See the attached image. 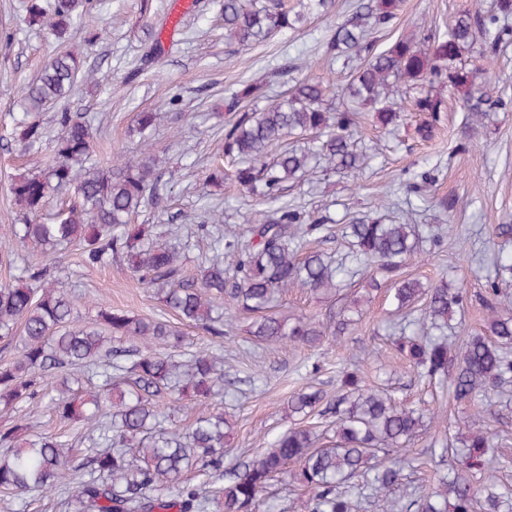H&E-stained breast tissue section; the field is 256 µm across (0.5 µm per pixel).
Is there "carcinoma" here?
I'll return each instance as SVG.
<instances>
[{"mask_svg": "<svg viewBox=\"0 0 512 512\" xmlns=\"http://www.w3.org/2000/svg\"><path fill=\"white\" fill-rule=\"evenodd\" d=\"M401 0H358L355 12L336 23L323 47L332 63L356 58L360 65L345 89L334 91L320 81L302 79L279 102L248 111L244 102L264 96V84L252 82L225 99V110L240 113L224 133L223 156L232 168L217 166L211 179H231L246 189L261 183L260 195L276 207L239 230L224 228L210 214L200 230L212 238L213 257L200 270L199 285L182 283L175 251L158 239L172 228L140 224L129 232L132 216L159 198L152 179L150 143L140 145V160L114 171L92 159L91 125L82 115L64 108L55 112L59 129L53 152L39 173L12 181L10 191L22 209L23 223L12 236L50 255L62 243L83 248V264L99 267L124 257L143 287H158L165 306L180 322L224 336L220 304L258 313L251 333L273 345L315 346L325 338L346 335L351 320L325 324L313 316L293 320L270 313L288 288H307L331 295L342 288L345 265L321 251L303 252L307 240L332 233L329 217L310 214L280 202L290 183L305 181L320 164L356 177L363 154L351 141L349 129L356 112L370 107L377 122L395 125L410 102L414 112L430 121L417 128L424 138L445 111L443 91L459 95L464 111L478 121L489 118L481 98L472 95L476 69L461 59L464 47L483 35L480 58L495 57L512 31L494 17L479 12L459 15L446 31L423 28L422 39L400 38L378 51L368 28L386 26L396 17ZM334 0H304L291 11L282 0H224L225 35L242 47L265 41L276 31L296 30L313 13H325ZM93 0H53L49 8L34 2L29 22L48 21L64 38L75 27L96 22ZM82 77L81 61L71 50L56 53L22 96L32 109L53 106L68 96ZM308 132L319 134L314 145L284 147L270 156L273 145ZM44 137L41 124L22 120L14 140L23 148ZM74 188L75 200L53 223L35 221L48 194ZM350 258L377 286L373 271L392 280L390 302L395 310L418 312L422 335L395 340L421 377L431 383L450 382L465 420L450 418L397 402L384 390L363 384L357 374L343 373V394L324 402L319 390H303L288 400V414L306 419L314 414L333 419L335 434L320 441L312 428L299 422L279 434L268 448H258L231 471L224 469V437L230 423L224 413L200 415L186 429H167L157 402L172 397L201 406L219 394L218 357L207 348L178 361L156 353L150 345L172 339L177 326L162 319H143L101 307L94 323L80 320L81 299L66 289L61 271L50 266L21 269L16 283L0 286V338L19 339L18 358L0 367V411L13 412L39 397L37 374L79 367L90 388L73 390L61 381L51 403L62 419L88 425L84 438L89 470L72 465L71 449L63 441L32 430L25 419L0 432V488L20 497L31 491H73V512H257L268 487L286 466L299 469L308 490L307 512H355L350 490L360 477L385 512H394L390 495L399 490L409 443L428 429L425 421L451 433L448 457L439 465L447 472L419 493L406 494L404 512H512V489L501 485L493 452L495 433L485 426L482 397L512 383V317L497 314L496 284L480 295L490 313L485 332L456 343L447 334L448 317L468 301L465 289L444 279L428 287L397 272L417 254L422 233L412 224H385L382 218L356 217L343 226ZM421 308H415L417 302ZM20 336H15V328ZM200 467L210 477L205 484L184 480Z\"/></svg>", "mask_w": 512, "mask_h": 512, "instance_id": "carcinoma-1", "label": "carcinoma"}]
</instances>
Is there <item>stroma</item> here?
<instances>
[{
    "label": "stroma",
    "mask_w": 512,
    "mask_h": 512,
    "mask_svg": "<svg viewBox=\"0 0 512 512\" xmlns=\"http://www.w3.org/2000/svg\"><path fill=\"white\" fill-rule=\"evenodd\" d=\"M173 2L97 0L99 24L60 41L49 27L29 23L31 0H0V241L9 239L19 221V208L9 191L11 181L40 171L56 145L53 110L37 113L47 135L31 150H22L14 141L13 129L25 110L22 87L60 47L77 51L83 71L91 75L77 83L65 104L90 120L93 156L103 165L119 168L136 162L137 116L157 113L150 153L162 196L132 221L178 226V234L164 236L162 242L181 251L182 275L190 281L201 262L213 255L210 237L197 230L204 206L217 209L227 226L242 224L259 209L246 190L207 178L231 120L224 110L225 98L246 82L266 83L272 102L302 78L338 89L350 79L351 67L320 64L316 58L337 20L350 17L357 0H335L330 14L310 16L300 30L275 33L248 50L225 39L222 0H190L177 24L171 21ZM496 3L402 0L396 19L373 29L371 39L382 50L401 37L419 38L421 21L442 28L464 11L494 13ZM473 90L512 100V38L503 41L491 72H478ZM446 100L447 110L428 140L415 134L422 113H405L396 129L387 130L379 126L371 109H364L353 130L358 150L368 157L358 178L330 173L317 183L291 187L287 201L330 216L334 234L319 249L337 260L348 252L339 233L341 225L361 214H389L420 225L426 237L440 234L442 246L423 242L420 253L402 268V276L425 284L445 277L474 297L494 280L497 256L512 255V234L500 232L502 225H512V109L477 127L461 112L456 95H447ZM430 169L436 181L429 191H407L414 175ZM442 199L454 202L451 215H443L438 205ZM57 261L72 292L93 300L83 307L84 318L95 317L98 301L139 317L171 316L151 289L135 283L125 259L87 269L79 247L71 245L58 252ZM390 286L384 279L372 290L364 276L351 273L345 288L333 298L305 288L283 292L276 308L281 316L323 319L359 305L349 335L314 347L279 348L257 341L250 333L254 315L233 309L224 313V337L185 327L186 349L210 347L224 357L220 386L224 412L233 422L225 443V467L266 447L291 425L287 402L302 388L321 390L326 400H335L341 393L338 375L347 368L358 370L368 385L385 389L397 400L441 407L449 416H460V406L445 390L419 377L409 360L393 349L389 335L399 332L407 320L393 311L387 298ZM485 404L492 414L491 429L501 435L496 451L506 461L498 477L512 487V386L490 391ZM19 414L36 430L75 444L73 462H84L85 452L78 447L83 435L80 425L60 420L43 399L22 405ZM443 443V433L431 430L411 444L407 488L432 487L433 454ZM306 499L305 487L287 475L270 489L258 512H305Z\"/></svg>",
    "instance_id": "obj_1"
}]
</instances>
